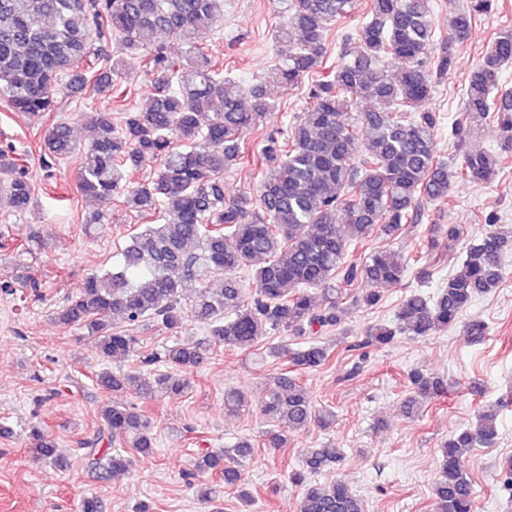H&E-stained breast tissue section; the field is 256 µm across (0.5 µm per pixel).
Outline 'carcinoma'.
<instances>
[{"mask_svg":"<svg viewBox=\"0 0 512 512\" xmlns=\"http://www.w3.org/2000/svg\"><path fill=\"white\" fill-rule=\"evenodd\" d=\"M283 4L277 37L290 52L277 65V80L291 88L309 74L316 79L300 119L263 136L266 173L251 196L226 193L224 173L244 163L246 135L266 127L275 104L263 83L243 86L205 50L223 0H0V97L14 110L39 118L55 108L59 94H79L88 85L115 102L128 57L143 63L151 77L146 103L123 113L118 123L110 108L77 114L83 146L65 121L43 137L55 161L82 148L78 188L85 200L118 197L131 211L157 216V223L139 225L115 267L89 274L67 297L56 311L58 322L94 338L104 364L138 352L137 337L112 328L114 314L133 326L167 329L188 315L206 328L199 339L176 341L144 357V364L171 372L146 380L102 368L96 382L104 390L120 391L135 380L143 398L180 395L189 382L179 371L202 364L214 348L246 351L281 333L310 340L298 348L280 344L277 356L298 370L326 365L330 349L314 334L341 325L342 288L367 284L355 302L373 307L407 272L388 249L353 262L349 247L376 235L406 238L417 226L421 204H446L455 179L488 182L512 153V92L501 84L503 69L512 63V30L499 33L470 73L454 126L458 135L468 124L491 122L501 154L469 152L460 165L448 166L437 156L439 117L426 108L434 84L454 67L456 44L469 37L477 15L491 11V0H469L451 12L448 34L438 40L430 0H371L367 19L345 36L333 67L323 66L327 34L349 15L352 0ZM169 39L184 46L180 58L166 53ZM114 40L117 57L107 52ZM393 63L400 65L395 77L389 74ZM147 156L160 162L155 177L146 184L127 182L126 171ZM0 190L16 212L36 206L35 186L8 144L0 147ZM456 235L453 227L431 224L428 248L444 247ZM509 252L511 235L480 233L458 274L432 297H405L396 323L371 327L364 345L385 346L401 334L424 337L453 326L477 297L499 285ZM243 271L252 280L250 290ZM312 289L322 291L325 305L316 303ZM409 379V414L418 412L422 400L448 394L440 377L413 369ZM511 405L508 394L444 442L431 486L436 512H473L465 461L473 449L496 443L497 409ZM247 407L244 391L224 392V412L239 414ZM263 414L274 448L293 433L331 421L286 375L268 388ZM100 419L108 434L80 442L92 467L113 475L129 469L132 457L110 448L118 438L139 454L153 452L152 422L135 408L104 405ZM30 438L39 458L56 459L47 433L35 428ZM252 453L253 445L239 440L205 452L195 470L219 467L224 485L235 487L239 466ZM343 458L333 444L306 449L301 466L289 474L301 489L300 512H365L363 499L346 484L311 480Z\"/></svg>","mask_w":512,"mask_h":512,"instance_id":"obj_1","label":"carcinoma"}]
</instances>
